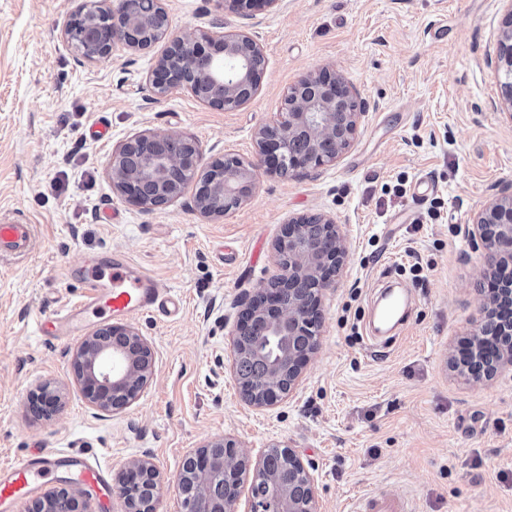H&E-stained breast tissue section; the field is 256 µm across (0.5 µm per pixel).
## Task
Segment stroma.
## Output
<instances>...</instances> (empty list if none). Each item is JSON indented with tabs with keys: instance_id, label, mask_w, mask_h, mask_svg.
<instances>
[{
	"instance_id": "obj_1",
	"label": "stroma",
	"mask_w": 512,
	"mask_h": 512,
	"mask_svg": "<svg viewBox=\"0 0 512 512\" xmlns=\"http://www.w3.org/2000/svg\"><path fill=\"white\" fill-rule=\"evenodd\" d=\"M76 5L0 0V217L24 213L38 237L28 259L0 260V463L37 446L81 450L116 477L146 455L162 484L158 512H181L186 456L230 439L254 458L292 447L314 476L318 512L385 492L414 512H512V368L474 385L448 365L481 302L482 254L465 226L512 183V109L497 69L512 0H283L247 23L216 0H165L176 34L210 31L220 15L225 31L248 25L260 44L261 87L228 111L179 91L153 98L158 44L79 63L60 35ZM325 67L369 104L335 163L293 177L259 170L250 199L223 217L196 210L194 183L152 211L113 189V149L148 131L193 136L207 162L255 161V131L284 111L289 86ZM420 182L430 186L421 197ZM309 213L339 224L346 263L299 385L257 408L232 371L229 333L240 298L278 274L282 228ZM115 251L182 307L130 318L152 374L131 405L102 413L72 370L78 340L48 339L38 324L79 299L68 267ZM387 277L415 298L383 348L367 316ZM47 384L61 404L42 414L29 397Z\"/></svg>"
}]
</instances>
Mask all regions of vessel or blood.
Wrapping results in <instances>:
<instances>
[{"mask_svg":"<svg viewBox=\"0 0 512 512\" xmlns=\"http://www.w3.org/2000/svg\"><path fill=\"white\" fill-rule=\"evenodd\" d=\"M34 227L25 218L0 220V258L19 260L33 246ZM70 276L84 288L81 298L64 313L46 320V331L55 336H77L92 318L139 316L154 311L169 312L173 300L167 289L147 271L135 268L125 254L113 253L106 267L77 266ZM410 302L406 292L390 294L379 309L380 322L396 329L398 314ZM66 478L93 495L105 512L112 507V488L106 468L92 462L81 451L60 452L40 448L15 464L0 466V512H16L19 501L37 493L46 483ZM349 512H412L405 499L388 495L363 494L355 498Z\"/></svg>","mask_w":512,"mask_h":512,"instance_id":"vessel-or-blood-1","label":"vessel or blood"}]
</instances>
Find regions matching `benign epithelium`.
Segmentation results:
<instances>
[{
  "label": "benign epithelium",
  "instance_id": "1",
  "mask_svg": "<svg viewBox=\"0 0 512 512\" xmlns=\"http://www.w3.org/2000/svg\"><path fill=\"white\" fill-rule=\"evenodd\" d=\"M281 0H223L232 10L269 11ZM199 36L170 30L164 0L144 12L139 0H80L61 29L76 55L94 63L120 44L132 52L158 42L166 48L148 74L154 95L183 90L200 102L235 110L258 92L264 76L261 48L246 29L224 32V20ZM499 69L503 102L512 107V13L503 22ZM286 111L256 132L257 160L248 165L224 156L202 166L197 141L182 133L136 134L112 151V186L146 211L180 195L183 185L208 180L196 196L206 217L230 212L224 202L240 207L253 193L262 167L282 176L329 165L349 147L367 102L352 92L341 72L322 68L289 87ZM473 249L482 251L478 292L482 318L473 337L449 357V366L479 383L512 366V185L467 225ZM274 249L280 274L270 285L245 295L230 332L233 367L249 356L265 367L257 386L243 385L250 405L271 407L298 383L321 340V297L336 282L347 248L335 221L324 214L301 216L285 225ZM73 370L90 404L101 412L130 405L151 376V351L140 334L125 325L109 324L86 337L73 358ZM179 475L183 512H236L247 476L260 487L251 512H317L315 480L295 451L286 445L269 448L258 460L228 440L197 449ZM126 512H157L161 496L159 472L149 457L132 460L116 486ZM80 495L60 489L33 502L28 512H83Z\"/></svg>",
  "mask_w": 512,
  "mask_h": 512
}]
</instances>
